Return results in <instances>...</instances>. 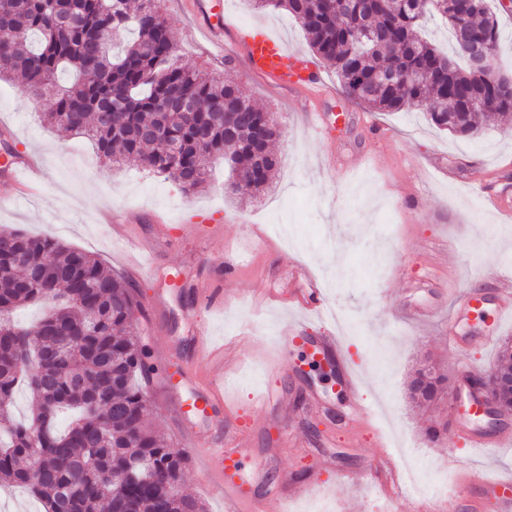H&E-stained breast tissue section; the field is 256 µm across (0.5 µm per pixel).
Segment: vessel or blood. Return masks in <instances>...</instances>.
Returning <instances> with one entry per match:
<instances>
[{"mask_svg":"<svg viewBox=\"0 0 512 512\" xmlns=\"http://www.w3.org/2000/svg\"><path fill=\"white\" fill-rule=\"evenodd\" d=\"M196 22L216 46L227 45L231 50H244L247 70L250 75L268 77L285 88H301L317 97H324L321 79L309 61L298 52L289 50L285 43L271 34L262 24H256L241 32L232 43L224 41V0H192ZM35 164L25 156L0 167V177L10 181L16 188L19 199L29 197ZM289 279H301L305 287L297 299L302 312L322 313L326 307L325 294L321 284L307 276L299 267L288 272ZM195 304L206 307L223 302L222 291L212 288L210 283L197 281L192 285ZM512 310V280L498 278L492 293L478 291L457 293L453 300L452 312L448 319V345L460 353L491 344L501 328L504 312ZM288 342L305 350L311 361L327 365L336 375V385L349 394L351 410L359 415L364 411L360 401L359 380L347 365L340 349V342L332 330L314 334L303 323L288 328ZM194 356H209L213 364V378L209 381L198 379L193 365L182 367L179 378L171 388L177 398L180 415H195L204 419L210 414L223 411L224 395L216 377L224 364L223 351L207 352L203 337H192ZM479 370L464 368L450 393L449 405L453 411L455 434L465 442L471 451L489 454L500 448L512 446V426L500 424L485 425L486 417L493 410L486 400V393L480 382ZM200 444L212 448L218 461L217 484L224 495V512H264L265 501L252 493L249 482L243 475V458L249 442L247 429L224 443L215 442L204 432L196 431ZM311 478H284L278 483L277 498L287 503L289 496H300L310 491ZM380 489L387 500L400 498L405 492L404 472L399 465L388 464L381 469L378 479ZM460 489H478L477 497L466 499L465 512H480L485 503H493L496 512H512V480L490 477L487 470H478L460 476Z\"/></svg>","mask_w":512,"mask_h":512,"instance_id":"vessel-or-blood-1","label":"vessel or blood"}]
</instances>
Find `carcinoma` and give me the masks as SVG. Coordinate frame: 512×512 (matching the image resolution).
Segmentation results:
<instances>
[{"label":"carcinoma","instance_id":"carcinoma-1","mask_svg":"<svg viewBox=\"0 0 512 512\" xmlns=\"http://www.w3.org/2000/svg\"><path fill=\"white\" fill-rule=\"evenodd\" d=\"M283 9L310 36L313 52L336 71L344 93L376 112L421 109L459 137L482 134L489 114L512 112V96L471 76L452 0H250ZM471 36L497 54L499 24L488 0H473ZM438 16L451 28L444 52L419 35ZM0 79L15 77L62 135L89 136L100 155L133 160L189 192L218 159L243 168L232 193H259L279 166L254 148L277 136L273 115L181 63L159 0H0ZM185 98L177 115L157 103ZM224 110L226 117L217 115ZM159 127L178 144L160 153L142 131ZM45 313L30 326L22 307ZM132 285L92 255L54 237L0 234V485H19L43 512H206L184 491L188 455L150 422L142 379L150 371L134 324ZM512 380V339L499 347L485 385ZM29 415H14L19 388ZM413 399H446L444 373L417 372Z\"/></svg>","mask_w":512,"mask_h":512}]
</instances>
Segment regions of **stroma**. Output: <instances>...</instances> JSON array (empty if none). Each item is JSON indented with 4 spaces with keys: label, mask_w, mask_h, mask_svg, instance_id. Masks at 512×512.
<instances>
[{
    "label": "stroma",
    "mask_w": 512,
    "mask_h": 512,
    "mask_svg": "<svg viewBox=\"0 0 512 512\" xmlns=\"http://www.w3.org/2000/svg\"><path fill=\"white\" fill-rule=\"evenodd\" d=\"M224 9L225 40L251 24H266L291 50L310 57L334 91L320 99L270 78L241 81L243 95L273 112L278 125L271 149L280 166L270 190L257 197L227 193L228 174L220 162L209 185L192 194L138 164L112 167L88 140L58 136L43 118L44 104L20 82L1 79L0 130H9L13 151L38 158L45 184L41 194L13 201L0 181V231L54 237L122 273L146 266L136 283L135 318L150 355L158 359L146 390L161 435L180 449L192 448L193 441L165 375L189 355L187 337L207 328L209 339L224 347L225 404L254 420L246 472L258 480L267 512H282L275 476L301 471L315 480L308 504L328 498L335 512H373L384 501L370 477L373 464L391 449L388 416L417 453L424 481L432 480L435 469L447 468L452 456L461 465L486 462L493 475L512 476V448L489 460L460 441L430 443L427 427L435 419L449 420L450 411L444 406L432 415L421 413L407 390L409 376L428 357L452 379L469 364L484 371L495 365L496 345L468 358L449 348L448 312L455 289L491 288L495 272L512 269V221L483 200L489 183L512 200V113L492 116L473 141L438 130L416 109L371 111L346 96L288 12L258 11L248 0H224ZM163 10L181 60L223 77L221 52L198 30L189 0H164ZM317 112L324 122L314 121ZM112 210L138 216L119 237L100 220L101 212ZM157 219L171 227L170 239L152 236ZM275 224L293 226L297 245L266 250L258 234ZM229 254L238 267L228 277ZM298 261L320 279L328 304L354 326L352 334L341 336V348L362 380L372 416L354 443L333 422L348 413L335 377L322 374L288 344V327L301 312L284 301L258 299L260 292L287 288L288 269ZM192 271L224 289L223 307L197 310L190 296L173 292L164 310L151 308L160 284ZM421 309L432 310L433 319L407 321V313ZM283 354L291 366L301 365V375L288 371L273 378ZM270 385L287 396V410L257 405ZM304 386L327 397L328 406L303 403ZM216 464L207 450H195L187 471V492L208 512H224L210 480Z\"/></svg>",
    "instance_id": "stroma-1"
}]
</instances>
